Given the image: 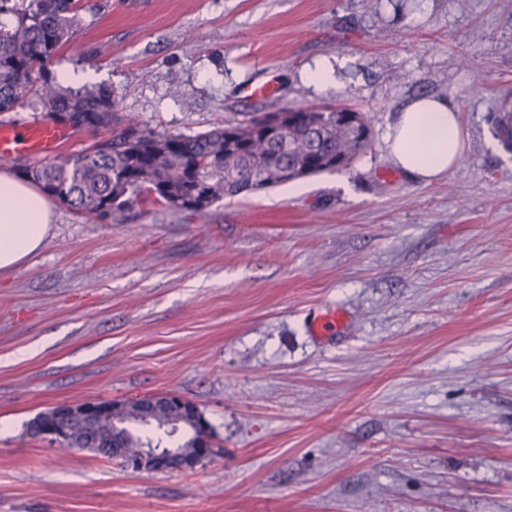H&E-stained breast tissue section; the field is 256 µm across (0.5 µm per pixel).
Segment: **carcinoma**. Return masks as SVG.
<instances>
[{
  "mask_svg": "<svg viewBox=\"0 0 512 512\" xmlns=\"http://www.w3.org/2000/svg\"><path fill=\"white\" fill-rule=\"evenodd\" d=\"M82 0H0V114L22 106L34 92L45 113L69 115L77 125L112 129V136L60 161L19 169L49 196L102 220L122 224L136 206L168 212L202 213L226 196L276 187L308 176L349 168L372 150L365 113L341 104L279 109L284 132L269 136L266 115H254L193 136L156 131L120 111L106 85L64 87L47 62L76 37ZM491 134L512 153V95L494 98ZM130 406L117 432L127 452L176 448L192 453L193 438L171 411L152 421ZM89 445L108 456L112 419L77 425L69 447Z\"/></svg>",
  "mask_w": 512,
  "mask_h": 512,
  "instance_id": "carcinoma-1",
  "label": "carcinoma"
}]
</instances>
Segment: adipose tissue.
<instances>
[{
	"label": "adipose tissue",
	"mask_w": 512,
	"mask_h": 512,
	"mask_svg": "<svg viewBox=\"0 0 512 512\" xmlns=\"http://www.w3.org/2000/svg\"><path fill=\"white\" fill-rule=\"evenodd\" d=\"M462 146L458 106L434 97L409 100L389 136L393 162L425 184L456 165ZM52 215L49 199L37 186L0 171V274L14 272L43 247Z\"/></svg>",
	"instance_id": "obj_1"
}]
</instances>
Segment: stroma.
<instances>
[{
    "mask_svg": "<svg viewBox=\"0 0 512 512\" xmlns=\"http://www.w3.org/2000/svg\"><path fill=\"white\" fill-rule=\"evenodd\" d=\"M49 62L194 135L291 105L365 112L346 170L111 224L53 201L0 277V512H512V0H94ZM337 65L323 89L307 74ZM481 88H474L476 76ZM275 80L274 95L247 85ZM455 102L432 183L392 161L412 97ZM341 309L324 335L312 321ZM173 392L221 456L134 472L26 424L62 402ZM489 117L492 137L505 152L512 153V95L495 97Z\"/></svg>",
    "mask_w": 512,
    "mask_h": 512,
    "instance_id": "obj_1",
    "label": "stroma"
}]
</instances>
